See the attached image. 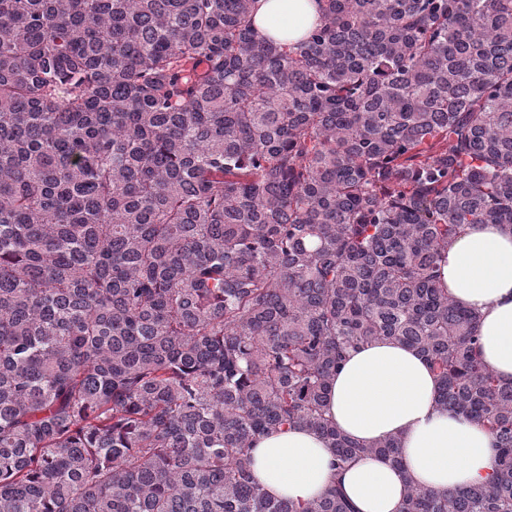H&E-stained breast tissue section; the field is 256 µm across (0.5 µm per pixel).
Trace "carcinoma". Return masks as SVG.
<instances>
[{
	"label": "carcinoma",
	"mask_w": 512,
	"mask_h": 512,
	"mask_svg": "<svg viewBox=\"0 0 512 512\" xmlns=\"http://www.w3.org/2000/svg\"><path fill=\"white\" fill-rule=\"evenodd\" d=\"M253 0H0V512H352L252 469L326 416L346 354L415 349L493 435L486 484L399 512H512V382L442 287L512 227V0H322L290 49Z\"/></svg>",
	"instance_id": "carcinoma-1"
}]
</instances>
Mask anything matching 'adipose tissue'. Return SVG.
I'll return each mask as SVG.
<instances>
[{
	"mask_svg": "<svg viewBox=\"0 0 512 512\" xmlns=\"http://www.w3.org/2000/svg\"><path fill=\"white\" fill-rule=\"evenodd\" d=\"M320 0H254L261 37L291 47L319 25ZM442 283L477 316L478 352L499 379L512 381V228L475 224L448 250ZM438 382L427 362L396 340L351 352L329 388L328 413L350 439L368 446L395 436L403 468L383 457L359 458L337 470L320 435L295 426L260 437L253 471L268 492L304 503L341 484L357 512H399L404 483L444 492L490 480L493 436L436 406Z\"/></svg>",
	"mask_w": 512,
	"mask_h": 512,
	"instance_id": "ef3b65f1",
	"label": "adipose tissue"
}]
</instances>
